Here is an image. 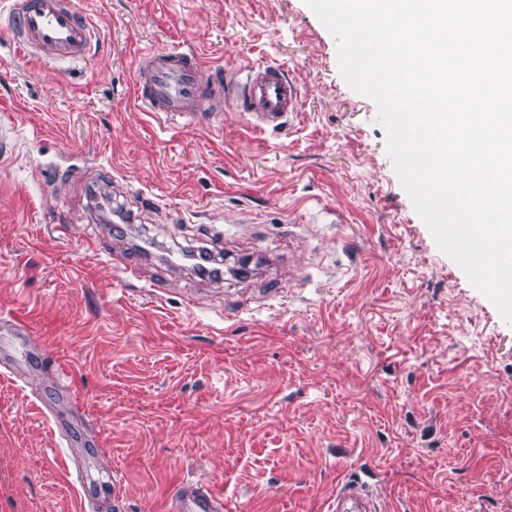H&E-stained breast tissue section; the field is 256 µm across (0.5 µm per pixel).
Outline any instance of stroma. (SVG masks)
<instances>
[{"label":"stroma","instance_id":"stroma-1","mask_svg":"<svg viewBox=\"0 0 512 512\" xmlns=\"http://www.w3.org/2000/svg\"><path fill=\"white\" fill-rule=\"evenodd\" d=\"M74 5L100 30L77 60L23 55L0 28V316L35 342L27 382L0 367V512H79L84 495L162 512L188 479L224 512H327L355 480L380 512H512V324L438 249L304 0ZM175 46L280 64L297 117L163 125L133 83L147 50ZM132 237L158 253L218 238L264 265L202 280L155 259L128 282L106 254ZM51 370L54 372L53 383L63 402H70L76 400L77 396L73 390L71 381L68 379V371L56 360L51 361Z\"/></svg>","mask_w":512,"mask_h":512}]
</instances>
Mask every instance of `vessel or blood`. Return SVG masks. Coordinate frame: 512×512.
Listing matches in <instances>:
<instances>
[{
	"label": "vessel or blood",
	"mask_w": 512,
	"mask_h": 512,
	"mask_svg": "<svg viewBox=\"0 0 512 512\" xmlns=\"http://www.w3.org/2000/svg\"><path fill=\"white\" fill-rule=\"evenodd\" d=\"M9 16L17 48L44 62L82 58L99 35L72 0H12ZM244 72L243 78H236L233 70L207 64L192 47L152 51L136 74L135 101L174 126L201 123L202 107L215 101H231L251 128L260 131L281 128L299 112L300 86L281 66L253 64ZM28 333L23 317L0 319V363L18 380L26 378L29 368L11 349L14 341H27ZM347 499L360 501L359 512H377L359 484L345 485L338 500L329 503V512H346L341 503ZM167 512H224V497L209 483L186 481L169 498Z\"/></svg>",
	"instance_id": "obj_1"
}]
</instances>
